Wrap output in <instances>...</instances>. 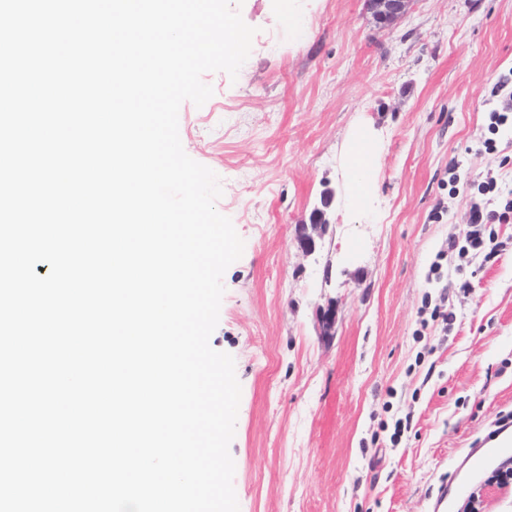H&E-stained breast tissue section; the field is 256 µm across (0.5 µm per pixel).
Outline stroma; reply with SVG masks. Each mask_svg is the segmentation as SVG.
<instances>
[{
  "mask_svg": "<svg viewBox=\"0 0 512 512\" xmlns=\"http://www.w3.org/2000/svg\"><path fill=\"white\" fill-rule=\"evenodd\" d=\"M240 13L256 33L237 79L205 73L213 96L179 110L183 149L219 176L216 208L245 242L210 339L241 384L240 512H432L463 450L512 411V223L491 258L454 247L486 174L512 190V123L488 128L512 0H411L387 30L365 0ZM361 133L378 163L359 208L346 149ZM328 189L329 223L303 253Z\"/></svg>",
  "mask_w": 512,
  "mask_h": 512,
  "instance_id": "stroma-1",
  "label": "stroma"
}]
</instances>
